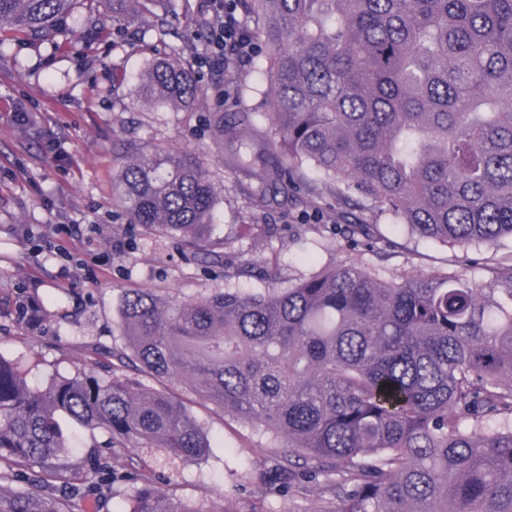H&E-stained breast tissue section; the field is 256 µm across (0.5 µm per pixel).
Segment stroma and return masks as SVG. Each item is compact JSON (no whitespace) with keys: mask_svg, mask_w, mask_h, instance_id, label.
<instances>
[{"mask_svg":"<svg viewBox=\"0 0 512 512\" xmlns=\"http://www.w3.org/2000/svg\"><path fill=\"white\" fill-rule=\"evenodd\" d=\"M152 51L132 46L116 26L85 28L81 17L52 37L28 42L0 35V355L21 361L30 384L68 374L85 362L84 347L122 345L116 309L123 292L150 290L175 299H201L225 287H264L265 255L250 248V225L265 224L268 242L295 281L322 266L356 258L335 213L336 193L287 197L282 189L254 195L258 176L228 164L206 124L216 109L214 84L223 69H202L201 94L192 109L173 110L143 100L141 73ZM261 57L235 70L239 111L261 109L268 84L256 73ZM29 114L14 119L16 106ZM199 154L216 185L214 241L222 263L185 260L176 240L132 229L113 193V174L141 152ZM319 230H309L313 219ZM380 247L386 257L367 259L386 280L406 271L451 272L479 283L512 254V240L499 247H450L411 235L406 226L381 220ZM37 295L44 314L30 330L17 315L22 296ZM204 425L212 451L201 459L153 460L159 489L169 506L213 512L280 510L275 497L256 490L269 482L266 437L171 384Z\"/></svg>","mask_w":512,"mask_h":512,"instance_id":"1","label":"stroma"}]
</instances>
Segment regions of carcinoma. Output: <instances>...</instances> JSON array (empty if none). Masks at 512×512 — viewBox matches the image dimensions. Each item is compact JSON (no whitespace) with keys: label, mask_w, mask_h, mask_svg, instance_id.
<instances>
[{"label":"carcinoma","mask_w":512,"mask_h":512,"mask_svg":"<svg viewBox=\"0 0 512 512\" xmlns=\"http://www.w3.org/2000/svg\"><path fill=\"white\" fill-rule=\"evenodd\" d=\"M108 0H0V23L32 41L84 8L93 27ZM256 28L270 84L268 111L212 112L217 144L261 183L297 188L315 170L336 201L361 212L346 232L373 248L387 217L452 249L512 239V0H234ZM191 0H115L112 19L153 32L142 75L154 104L200 91L195 61L167 43ZM235 78L221 107L237 105ZM269 124L261 127L258 116ZM126 223L175 237L191 257L210 249L214 183L200 158L142 154L116 172ZM226 288L168 301L122 297L129 343L87 346L83 367L28 384L0 355V512L105 509L114 476L136 484L124 512H174L146 459L202 457L210 444L168 383L268 439L273 479L293 503L317 490V512H512V260L493 288L455 274L379 278L363 258L285 288ZM90 433L67 451L61 421ZM103 440H98L96 434Z\"/></svg>","instance_id":"obj_1"}]
</instances>
